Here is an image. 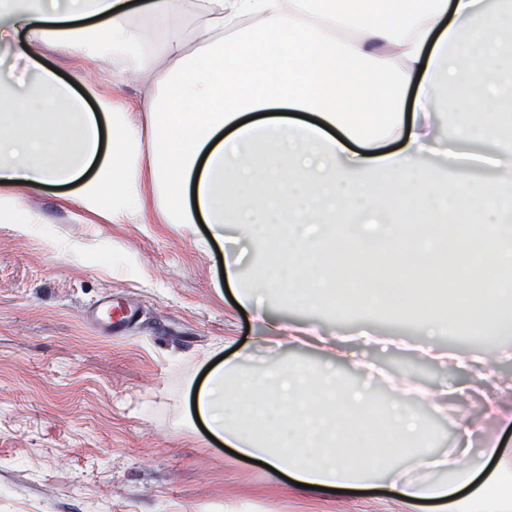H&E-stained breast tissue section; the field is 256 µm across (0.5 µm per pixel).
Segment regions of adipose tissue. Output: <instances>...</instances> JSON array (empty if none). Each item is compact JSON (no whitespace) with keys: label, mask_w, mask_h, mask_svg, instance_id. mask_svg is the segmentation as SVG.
<instances>
[{"label":"adipose tissue","mask_w":512,"mask_h":512,"mask_svg":"<svg viewBox=\"0 0 512 512\" xmlns=\"http://www.w3.org/2000/svg\"><path fill=\"white\" fill-rule=\"evenodd\" d=\"M198 47L187 51L171 25L181 0H0V51L30 75L0 78V202L48 185L80 183L87 211L137 220L151 183L174 223L210 224L231 247L250 244L268 268L248 300L268 331L263 299L284 291L308 311L391 308L444 327L496 335L512 328V279L465 301L482 267L512 268V84L495 82L512 0H192ZM165 33L153 51L155 30ZM75 45L84 58L124 60L149 85L135 103L98 99L90 111L71 82L44 63L47 48ZM388 77L379 108L350 92L354 70ZM144 113L152 133L144 147ZM466 140L492 139L496 181L441 180L420 161L433 148L435 118ZM109 133L110 149L101 135ZM345 225L333 236L335 225ZM468 224L478 263L459 269L442 225ZM363 332L340 339L316 373L291 364L242 375L234 392L215 375L200 415L237 454L296 482L328 489L385 484L408 505L441 512H512V451L459 420L466 445L454 456L434 443L408 405L410 386L390 384L387 423L375 401L350 388L337 364L373 344ZM483 349L455 358L488 416L512 427V381ZM422 449L420 478L401 466Z\"/></svg>","instance_id":"adipose-tissue-1"}]
</instances>
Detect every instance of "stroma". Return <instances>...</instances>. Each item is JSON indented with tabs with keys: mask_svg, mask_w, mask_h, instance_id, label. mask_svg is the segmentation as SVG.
<instances>
[{
	"mask_svg": "<svg viewBox=\"0 0 512 512\" xmlns=\"http://www.w3.org/2000/svg\"><path fill=\"white\" fill-rule=\"evenodd\" d=\"M44 62L67 80L84 75L75 89L91 103L131 101L140 90L119 60L95 65L61 47ZM77 194L73 184L22 198L25 224L0 215V512H436L428 502L402 504L389 488L302 491L210 439L193 406L209 364L246 340L255 350L239 360L242 372L314 368L320 357L303 348L274 356L278 336H261L226 293L221 247L201 225L172 223L152 188L133 223L87 212ZM108 294L139 311L120 338L84 318ZM327 322L346 334L425 338L417 322L389 311ZM434 342L443 357L413 361L378 345L343 374L383 404L385 378L395 373L448 384L439 408L420 414L437 447L451 448L457 419L481 414L478 400L457 394L468 376L452 366L476 341L451 330Z\"/></svg>",
	"mask_w": 512,
	"mask_h": 512,
	"instance_id": "stroma-1",
	"label": "stroma"
}]
</instances>
